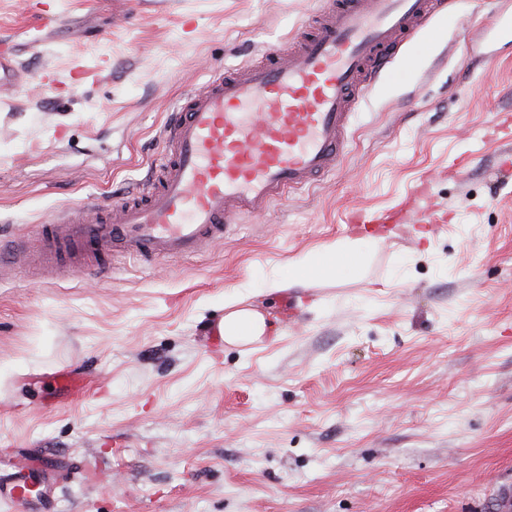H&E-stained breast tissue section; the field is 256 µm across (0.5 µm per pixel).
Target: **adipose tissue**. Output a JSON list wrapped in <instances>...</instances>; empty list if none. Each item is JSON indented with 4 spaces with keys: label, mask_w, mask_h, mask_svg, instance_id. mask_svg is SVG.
<instances>
[{
    "label": "adipose tissue",
    "mask_w": 512,
    "mask_h": 512,
    "mask_svg": "<svg viewBox=\"0 0 512 512\" xmlns=\"http://www.w3.org/2000/svg\"><path fill=\"white\" fill-rule=\"evenodd\" d=\"M372 246V238L366 237L345 241L323 252L305 254L295 261L293 273L288 280H271L269 289L280 292L305 279L335 274L341 268L360 265ZM224 307L226 314L219 325V331L225 342H257L267 335L269 323L262 312L239 306L234 299L225 300Z\"/></svg>",
    "instance_id": "ef3b65f1"
}]
</instances>
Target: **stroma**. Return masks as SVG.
<instances>
[{"label":"stroma","mask_w":512,"mask_h":512,"mask_svg":"<svg viewBox=\"0 0 512 512\" xmlns=\"http://www.w3.org/2000/svg\"><path fill=\"white\" fill-rule=\"evenodd\" d=\"M0 0V238L108 202L211 68L323 0ZM451 0L362 102L336 174L192 256L111 276L0 270V462L54 512H497L512 501V42ZM415 211L357 272L269 294L350 216ZM264 341L216 334L226 298Z\"/></svg>","instance_id":"obj_1"}]
</instances>
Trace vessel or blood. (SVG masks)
I'll return each mask as SVG.
<instances>
[{
	"instance_id": "b4317fda",
	"label": "vessel or blood",
	"mask_w": 512,
	"mask_h": 512,
	"mask_svg": "<svg viewBox=\"0 0 512 512\" xmlns=\"http://www.w3.org/2000/svg\"><path fill=\"white\" fill-rule=\"evenodd\" d=\"M448 0H325L289 45L214 69L184 95L163 133L161 162L132 193L71 204L36 237L39 259L109 275L116 258L147 263L193 255L220 241L243 214H261L291 190L340 168L356 108ZM41 477L13 465L0 506L29 505Z\"/></svg>"
}]
</instances>
